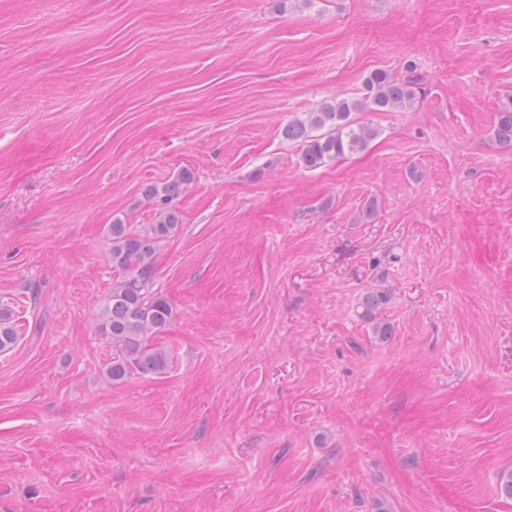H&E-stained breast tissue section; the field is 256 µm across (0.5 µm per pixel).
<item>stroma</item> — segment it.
I'll return each mask as SVG.
<instances>
[{
    "instance_id": "obj_1",
    "label": "stroma",
    "mask_w": 512,
    "mask_h": 512,
    "mask_svg": "<svg viewBox=\"0 0 512 512\" xmlns=\"http://www.w3.org/2000/svg\"><path fill=\"white\" fill-rule=\"evenodd\" d=\"M378 68L415 102L306 169ZM511 99L512 0H0V512H512ZM184 170L169 366L115 384L107 229ZM419 79H394L387 71L376 69L363 81L355 97L328 98L302 118L289 120L282 136L303 146L301 161L311 170L364 150L380 133L371 123L357 121L360 112H393L412 104ZM387 295L382 291H368L359 302V315L362 319L375 322L380 308L387 302ZM375 336L383 341L392 335V326L389 323L377 321L374 326ZM18 336L12 322V311L7 304L0 305V352L13 348Z\"/></svg>"
}]
</instances>
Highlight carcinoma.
I'll return each mask as SVG.
<instances>
[{
	"instance_id": "obj_1",
	"label": "carcinoma",
	"mask_w": 512,
	"mask_h": 512,
	"mask_svg": "<svg viewBox=\"0 0 512 512\" xmlns=\"http://www.w3.org/2000/svg\"><path fill=\"white\" fill-rule=\"evenodd\" d=\"M418 78H393L387 71L376 69L363 81L362 91L355 97L328 98L302 117L288 121L282 136L302 144L301 161L311 170L325 166L340 157L365 149L380 133L371 123L360 122L361 112H393L412 104L416 98ZM495 140L512 145V106L498 112L494 128ZM189 171L175 179L143 187V196L157 207L153 224L135 228L120 220L108 228L112 241V266L121 278L100 309L98 331L112 345V362L107 367L109 379L123 382L133 374L143 376L162 373L167 366L165 351L153 343L172 318L168 300L153 288L155 255L161 243L171 238L182 217L173 205L193 182ZM387 302L382 291H369L359 302L362 319L375 323L374 333L385 340L392 326L377 320L380 308ZM18 336L12 322V311L0 305V352L16 344Z\"/></svg>"
}]
</instances>
